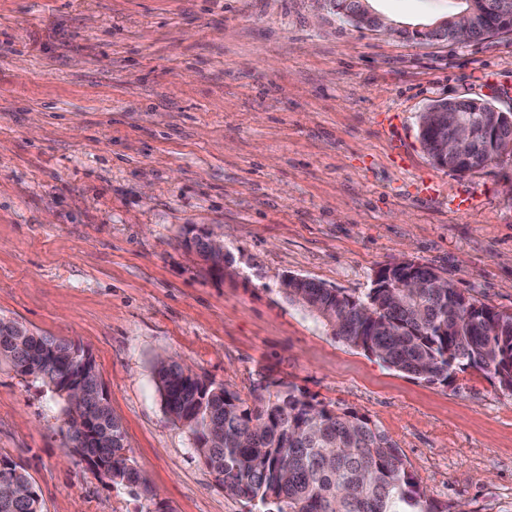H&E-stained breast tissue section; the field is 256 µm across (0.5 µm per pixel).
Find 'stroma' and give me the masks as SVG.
I'll return each instance as SVG.
<instances>
[{"label": "stroma", "mask_w": 512, "mask_h": 512, "mask_svg": "<svg viewBox=\"0 0 512 512\" xmlns=\"http://www.w3.org/2000/svg\"><path fill=\"white\" fill-rule=\"evenodd\" d=\"M369 6L416 27L453 2ZM461 97L512 112L511 33L416 43L328 0H0V316L89 354L158 492L97 477L61 404L1 362L0 459L43 512H251L166 414L161 356L246 400L283 380L366 416L438 512H512L497 379L388 368L280 290L296 275L362 298L408 260L512 312V159L461 176L418 139L428 104ZM190 226L223 239L222 277L183 247Z\"/></svg>", "instance_id": "1"}]
</instances>
